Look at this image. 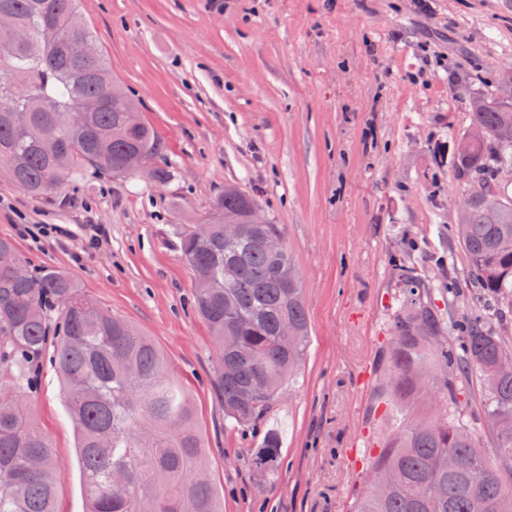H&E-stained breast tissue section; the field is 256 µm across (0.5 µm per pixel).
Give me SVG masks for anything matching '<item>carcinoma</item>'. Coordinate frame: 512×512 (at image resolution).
<instances>
[{"label": "carcinoma", "mask_w": 512, "mask_h": 512, "mask_svg": "<svg viewBox=\"0 0 512 512\" xmlns=\"http://www.w3.org/2000/svg\"><path fill=\"white\" fill-rule=\"evenodd\" d=\"M16 25L29 29V41L10 40ZM83 37L95 35L78 0H0V102L9 103L0 112V166L14 167L15 183L32 195L52 193L58 171L73 179L89 167L125 176L128 151L153 159L159 150L149 126L127 128L126 112L139 102L112 77L104 53L79 56ZM90 98L105 104L85 112L81 102ZM466 100L483 137L456 151V176L475 190L466 222L448 231L469 258L479 307L459 320L460 349L448 347L426 300L430 288L396 261L404 310L388 357L390 389L381 395L398 407L409 392L441 382L448 412L397 425L356 512H512V485L501 481L512 472V372L499 369L512 346L488 321L512 303V198L500 196L495 209L483 201L512 165V108L493 97ZM46 126L57 128L60 143L39 137ZM253 205L241 190L226 193L206 217V234L193 224H177L174 233L195 272L194 307L219 352L213 384L224 418L254 431L296 377L309 324L291 253L274 254L264 243L282 230L250 223ZM226 221L240 226L232 240L224 239ZM50 343L79 435L88 512H223L188 393L156 344L52 267L21 276L0 267V512H55L61 474L28 406ZM474 378L484 386L496 440L493 465L476 452L459 407ZM280 453L279 437L266 432L254 468L271 474Z\"/></svg>", "instance_id": "carcinoma-1"}]
</instances>
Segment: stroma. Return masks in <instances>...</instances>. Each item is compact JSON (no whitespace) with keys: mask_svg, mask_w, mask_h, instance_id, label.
I'll list each match as a JSON object with an SVG mask.
<instances>
[{"mask_svg":"<svg viewBox=\"0 0 512 512\" xmlns=\"http://www.w3.org/2000/svg\"><path fill=\"white\" fill-rule=\"evenodd\" d=\"M81 10L172 177L90 168L35 198L2 171L0 237L157 344L190 395L224 512H354L391 434L374 403L391 374L395 259L432 289L449 344L462 339L455 320L479 304L448 234L472 191L455 175L470 126L459 91L498 92L512 68V0H81ZM229 184L281 225L310 322L298 379L256 433L224 422L210 383L217 353L173 231L200 221ZM20 224L64 233L36 244ZM98 226L107 235L93 246ZM462 401L494 460L479 381ZM29 405L62 473L56 512H86L77 431L51 368ZM267 430L282 455L261 477L251 459Z\"/></svg>","mask_w":512,"mask_h":512,"instance_id":"1","label":"stroma"}]
</instances>
